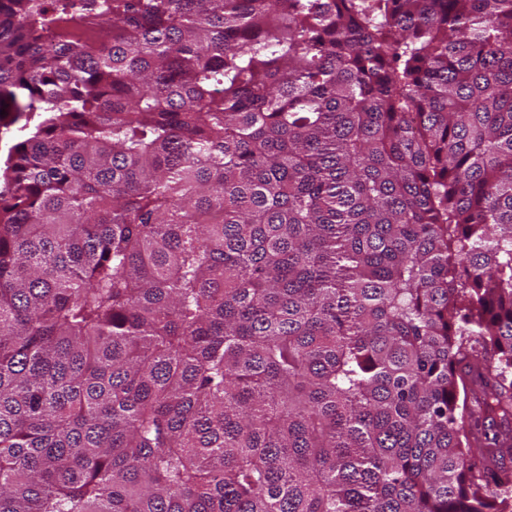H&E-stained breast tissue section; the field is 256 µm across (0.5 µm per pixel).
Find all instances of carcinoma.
Returning a JSON list of instances; mask_svg holds the SVG:
<instances>
[{"instance_id": "carcinoma-1", "label": "carcinoma", "mask_w": 512, "mask_h": 512, "mask_svg": "<svg viewBox=\"0 0 512 512\" xmlns=\"http://www.w3.org/2000/svg\"><path fill=\"white\" fill-rule=\"evenodd\" d=\"M1 110L0 512H508L512 0H0Z\"/></svg>"}]
</instances>
